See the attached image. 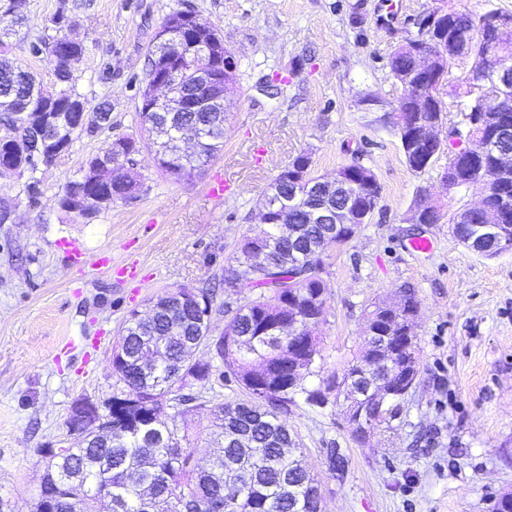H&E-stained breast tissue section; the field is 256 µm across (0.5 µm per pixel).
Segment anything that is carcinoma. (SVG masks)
Wrapping results in <instances>:
<instances>
[{
	"label": "carcinoma",
	"instance_id": "carcinoma-1",
	"mask_svg": "<svg viewBox=\"0 0 512 512\" xmlns=\"http://www.w3.org/2000/svg\"><path fill=\"white\" fill-rule=\"evenodd\" d=\"M183 11L168 14L160 28L176 31L185 41L220 39L216 30L204 23L181 29ZM465 25L451 28L459 47L471 56L483 54L481 20L464 14ZM0 28V157L22 168L28 165L26 136L6 132L8 115L27 112L32 117L46 111L75 112L86 105L76 90V65L85 46L66 35L47 36L30 44V52L40 54L55 45L58 62L52 85L66 80L69 94L46 99L47 88L33 73L15 65L5 54ZM166 46L155 42L148 51L144 85L140 88L138 115L154 146L161 172L175 180L186 177L199 159L184 152L180 131L185 128V112H159L147 126L145 111L153 76L159 74ZM104 115L79 129L65 122L47 135L59 138L67 147L82 137H96L112 129V113L100 106ZM199 131L208 140L207 159L224 147L223 108L198 112ZM485 136L466 123L458 138L447 144L448 152L473 151ZM302 175L312 176V156L296 154L288 169L275 178L279 188ZM331 195L315 200L304 198L288 211L286 231L272 234L273 225L259 236L245 237L235 256L236 266L210 288H176L148 301L147 314L131 309L123 320L112 348V373L119 385L112 392V437L77 434L78 443L68 454L48 456L41 490L52 495L53 512H70V501L80 499L85 512H98L100 489H111L112 512H323L322 496L315 475L303 462L300 442L288 424L293 409L304 403L323 408L340 396H365L371 412H380L381 425L396 416L400 401L376 400L375 389L388 368L365 369L362 363L372 354L383 358L375 337L390 330L394 318L378 303L365 313L362 329V356L339 371L322 373L311 367L306 376L317 377L311 386L302 381L288 362V355L308 364L309 356L322 358L315 330L324 321L326 297L323 281L316 274L288 284L293 272L288 263L306 265L307 254L319 243L330 225L306 224L304 209L328 204ZM268 253L264 267L255 262L256 250ZM256 297L236 302L217 301L218 289L236 292L240 284ZM224 317L218 329L215 318ZM210 351V359L200 361L193 350ZM400 373L417 380L420 361L415 338H410L396 358ZM233 379L248 396L240 402H224L211 409L213 426L220 442L213 449L209 466L203 467L195 451L187 446L189 430L197 427L196 413L207 403V394ZM172 415L162 416V405Z\"/></svg>",
	"mask_w": 512,
	"mask_h": 512
}]
</instances>
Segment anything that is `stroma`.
I'll list each match as a JSON object with an SVG mask.
<instances>
[{
	"label": "stroma",
	"mask_w": 512,
	"mask_h": 512,
	"mask_svg": "<svg viewBox=\"0 0 512 512\" xmlns=\"http://www.w3.org/2000/svg\"><path fill=\"white\" fill-rule=\"evenodd\" d=\"M474 16L512 0H23L13 59L54 81V60L32 56L48 19L65 7L68 32L85 45L76 89L88 108L112 107V135L138 134L139 87L162 20L191 9L215 26L240 59L224 121V150L191 178L164 176L153 152L138 170L145 190L86 220L61 210L67 176L97 154L102 138H81L57 166L40 172L39 193L0 177V496L13 512H35L47 445L72 446L66 420L80 398L109 399V360L128 310L180 287L223 279L239 241L260 233L258 200L299 151L313 173L360 162L382 189L361 232L332 249L320 277L327 315L316 330L326 369L358 355L369 304L415 288L421 373L400 413L368 442L353 439L342 407L299 405L289 419L319 479L325 512H492L512 493V253L483 257L447 222L472 192L443 193L440 155L413 172L383 112L362 111L372 93L385 109L402 94L388 60L406 21L438 4ZM284 96L261 94L273 75ZM237 196L207 195L216 172ZM437 195L444 218L413 224L417 189ZM427 238L430 252L408 251ZM92 255L110 253L135 278L66 265L61 240ZM345 461L333 470L330 457Z\"/></svg>",
	"instance_id": "stroma-1"
}]
</instances>
